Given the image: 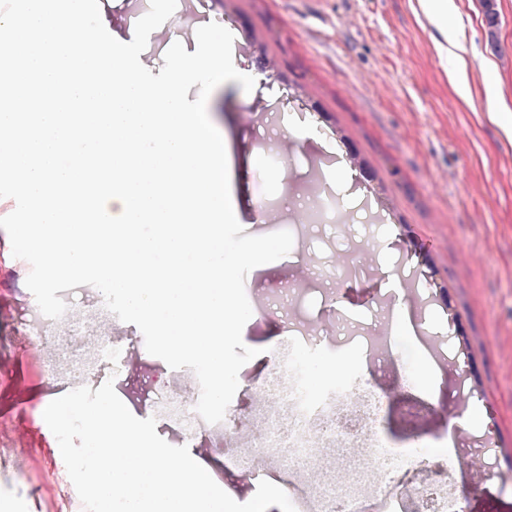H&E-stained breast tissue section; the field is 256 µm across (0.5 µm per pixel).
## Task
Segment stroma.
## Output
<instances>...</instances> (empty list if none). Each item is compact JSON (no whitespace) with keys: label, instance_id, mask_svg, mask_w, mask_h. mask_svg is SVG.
<instances>
[{"label":"stroma","instance_id":"35a3bbf8","mask_svg":"<svg viewBox=\"0 0 512 512\" xmlns=\"http://www.w3.org/2000/svg\"><path fill=\"white\" fill-rule=\"evenodd\" d=\"M99 2L105 28L122 42L132 40L150 5ZM453 4L456 44L448 48L422 0H178L139 56L159 74L174 42L195 52L196 30L216 22L233 33L241 71H256L254 44L276 64L275 76L252 91L237 86L220 95L213 113L231 148L232 194L242 212L278 203L272 216L245 224L246 234L286 230L294 239L286 256L245 284L254 312L242 339L258 355L239 372L225 451H192L223 467L235 500L257 490L250 443L266 431L262 386L297 330L318 341L306 386L322 390L338 361H354L369 386L390 391L381 417L389 445L426 444L427 470L396 466V486L446 483L466 512H512V115L489 111L486 96L488 80H496L512 108V0H495L493 35L481 0ZM457 78L467 97L456 94ZM294 96L310 108L306 125L289 116ZM353 151L373 174L377 220L318 217L312 199L346 194L360 181ZM254 154L265 156L263 169L250 167ZM344 203L353 206V197ZM29 272L0 229V443L22 450L0 464V512H66L70 479L55 470L63 458L39 406L49 385L74 389L75 374L63 362L50 374L36 367L57 347L84 349L86 336L36 346L20 339L15 316L30 296ZM400 317L404 345L393 337ZM114 326L117 376L155 379L196 400L197 382L144 363L136 325ZM362 336L378 338L377 352L361 348ZM409 346L427 362L426 389L413 383ZM476 444L491 448V460L473 453Z\"/></svg>","mask_w":512,"mask_h":512}]
</instances>
